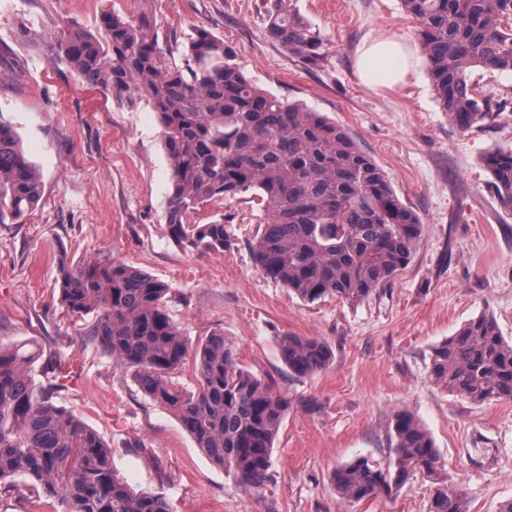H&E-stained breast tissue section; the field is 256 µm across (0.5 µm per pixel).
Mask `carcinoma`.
I'll use <instances>...</instances> for the list:
<instances>
[{
    "label": "carcinoma",
    "mask_w": 512,
    "mask_h": 512,
    "mask_svg": "<svg viewBox=\"0 0 512 512\" xmlns=\"http://www.w3.org/2000/svg\"><path fill=\"white\" fill-rule=\"evenodd\" d=\"M419 23L420 45L442 111L465 132L492 116L474 92L480 66L512 73V0H402ZM269 37L308 66L327 48L292 7L274 0ZM22 36L39 44L87 84L158 114L170 166V237L196 254L222 253L224 224H188L206 203L252 193L264 223L251 243L256 268L304 301L326 296L359 304L388 285L409 262L421 235L419 215L404 204L385 172L342 126L300 103L284 102L247 78L224 40L196 27L183 43L184 66L167 52L145 16L102 13L97 32L69 27ZM491 187L512 212V150L484 157ZM42 184L13 131L0 124V222L24 217ZM169 286L128 264L91 258L61 265L59 298L73 316L95 318L83 332L131 370L141 392L172 413L210 460L246 490L267 482L272 448L288 398L242 368L224 334L191 344L166 308ZM282 361L296 376L328 366L316 338L284 336ZM193 356L196 387L173 374ZM31 352L0 344V489L26 480L39 498L64 512H169L158 495L136 493L112 469L111 449L76 415L58 405L67 389L66 360L49 354L48 385H33ZM432 383L474 403L512 401V338L489 314L470 320L433 347ZM387 466L365 458L336 467L338 496L360 502L391 495L420 473L434 484L429 512H468L464 493L440 478L439 453L408 410L393 414Z\"/></svg>",
    "instance_id": "1"
}]
</instances>
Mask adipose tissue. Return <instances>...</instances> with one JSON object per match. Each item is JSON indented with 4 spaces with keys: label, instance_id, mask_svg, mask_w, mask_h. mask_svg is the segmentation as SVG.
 Listing matches in <instances>:
<instances>
[{
    "label": "adipose tissue",
    "instance_id": "obj_1",
    "mask_svg": "<svg viewBox=\"0 0 512 512\" xmlns=\"http://www.w3.org/2000/svg\"><path fill=\"white\" fill-rule=\"evenodd\" d=\"M419 50L405 40L380 35L357 50L355 68L361 82L373 90L392 89L406 83L416 69Z\"/></svg>",
    "mask_w": 512,
    "mask_h": 512
}]
</instances>
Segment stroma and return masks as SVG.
Segmentation results:
<instances>
[{
    "instance_id": "stroma-1",
    "label": "stroma",
    "mask_w": 512,
    "mask_h": 512,
    "mask_svg": "<svg viewBox=\"0 0 512 512\" xmlns=\"http://www.w3.org/2000/svg\"><path fill=\"white\" fill-rule=\"evenodd\" d=\"M268 0H0V124L13 129L42 179L36 209L0 223V344L62 352L78 374L58 403L112 450V467L171 512H429L430 484L410 478L393 497L343 501L336 466L387 462L393 412L412 411L433 438L449 486L469 512L512 501V401L477 404L428 379L433 346L467 321L492 314L512 336V215L498 204L484 166L512 149V112L458 130L442 112L426 65L392 90L365 88L353 69L364 39L415 40L401 0H293L329 51L306 67L272 42ZM146 16L173 61L193 28L222 38L266 92L299 101L343 126L386 173L422 222L410 263L384 288L351 305L306 302L253 265L263 211L251 195L208 204L190 223H224L223 253L183 251L169 237V161L147 103L122 104L21 41L69 26L96 31L102 12ZM108 257L169 285L166 306L189 342L223 333L240 364L288 397L269 478L259 494L216 466L175 417L146 398L128 368L82 331L58 298L61 263ZM317 338L329 366L289 374L281 336Z\"/></svg>"
}]
</instances>
